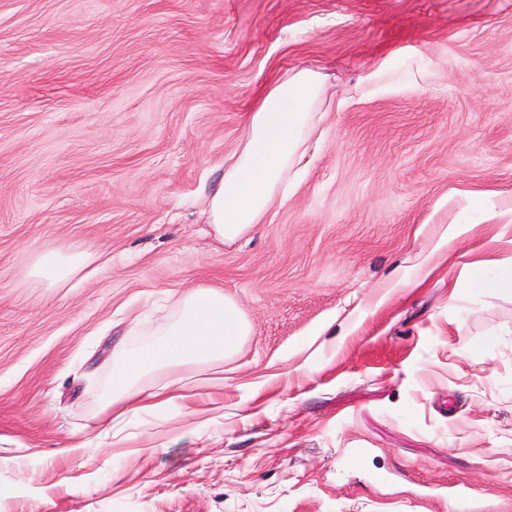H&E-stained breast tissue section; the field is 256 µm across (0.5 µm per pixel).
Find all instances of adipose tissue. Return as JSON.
<instances>
[{
  "instance_id": "1",
  "label": "adipose tissue",
  "mask_w": 512,
  "mask_h": 512,
  "mask_svg": "<svg viewBox=\"0 0 512 512\" xmlns=\"http://www.w3.org/2000/svg\"><path fill=\"white\" fill-rule=\"evenodd\" d=\"M324 95V75L299 70L272 87L249 114L242 148L207 199L205 214L220 240L243 236L265 220L274 204L288 200L301 178L293 170L295 161L309 132L323 119ZM95 260V255L86 252L51 250L33 264L32 272L55 286ZM249 333L243 313L224 293L211 288L186 291L159 339L122 349L113 360L109 401L127 403L134 412L159 408L156 392H141L135 386L136 378L165 367L223 363L235 355Z\"/></svg>"
}]
</instances>
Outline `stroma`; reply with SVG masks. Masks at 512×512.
<instances>
[{"label": "stroma", "instance_id": "obj_1", "mask_svg": "<svg viewBox=\"0 0 512 512\" xmlns=\"http://www.w3.org/2000/svg\"><path fill=\"white\" fill-rule=\"evenodd\" d=\"M301 69L306 175L219 241L204 196ZM54 249L102 264L51 287ZM510 265L512 0H0V512H512ZM198 287L238 352L104 408Z\"/></svg>", "mask_w": 512, "mask_h": 512}]
</instances>
